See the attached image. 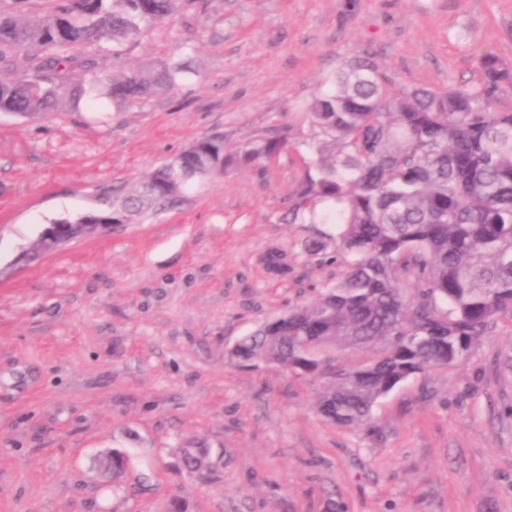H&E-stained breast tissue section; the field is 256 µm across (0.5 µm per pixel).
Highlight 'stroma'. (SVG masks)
<instances>
[{"label":"stroma","mask_w":512,"mask_h":512,"mask_svg":"<svg viewBox=\"0 0 512 512\" xmlns=\"http://www.w3.org/2000/svg\"><path fill=\"white\" fill-rule=\"evenodd\" d=\"M185 85L121 112H0V512H512V320L401 382L369 425L322 417V382L228 358L342 271L331 224L280 215L316 156L309 101L350 57L445 90L512 70V0H208L105 69L179 58ZM276 157L194 181L164 212L32 259L42 229L105 208L198 139ZM288 256L272 273L269 248ZM201 443L209 465L187 472ZM128 454L103 484L99 454Z\"/></svg>","instance_id":"obj_1"}]
</instances>
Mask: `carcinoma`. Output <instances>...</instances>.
<instances>
[{
  "instance_id": "cac0c4a2",
  "label": "carcinoma",
  "mask_w": 512,
  "mask_h": 512,
  "mask_svg": "<svg viewBox=\"0 0 512 512\" xmlns=\"http://www.w3.org/2000/svg\"><path fill=\"white\" fill-rule=\"evenodd\" d=\"M13 0L0 9V112L112 109L181 85L187 70L163 60L120 72L83 53L121 58L125 47L206 0ZM22 53L27 67L13 68ZM476 86L444 91L396 86L370 55L339 67L308 106L318 129L307 174L280 220L336 225L343 272L311 302L237 341L230 360L325 380L319 412L370 423L378 401L408 377L467 360L500 318H512V73L492 57ZM274 136L226 151L202 138L159 166L106 210L60 224H122L174 205L194 180L272 158ZM335 348L376 350L349 368Z\"/></svg>"
}]
</instances>
